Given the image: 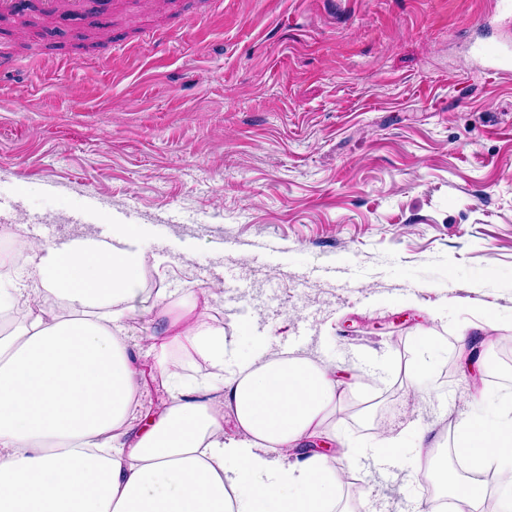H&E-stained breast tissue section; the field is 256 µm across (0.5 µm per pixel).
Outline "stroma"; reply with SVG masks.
Listing matches in <instances>:
<instances>
[{
    "instance_id": "35a3bbf8",
    "label": "stroma",
    "mask_w": 512,
    "mask_h": 512,
    "mask_svg": "<svg viewBox=\"0 0 512 512\" xmlns=\"http://www.w3.org/2000/svg\"><path fill=\"white\" fill-rule=\"evenodd\" d=\"M0 19L28 60L0 76V227L52 243L140 225L146 346L161 305L216 289L234 359L283 344L334 366L328 422L358 448L418 428L452 448L493 415V365L512 336V74L475 64L511 43L491 0H177L145 18ZM484 14L485 27H469ZM430 370L410 381L417 337ZM487 364L468 367L461 336ZM480 389L484 398L469 394ZM342 512H410L426 497L410 461L333 465Z\"/></svg>"
}]
</instances>
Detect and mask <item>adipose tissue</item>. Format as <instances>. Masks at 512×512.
<instances>
[{
    "instance_id": "1",
    "label": "adipose tissue",
    "mask_w": 512,
    "mask_h": 512,
    "mask_svg": "<svg viewBox=\"0 0 512 512\" xmlns=\"http://www.w3.org/2000/svg\"><path fill=\"white\" fill-rule=\"evenodd\" d=\"M139 232L39 243L29 281L0 278V512H335L328 456L286 461L335 407L333 371L260 346L223 373L224 329L192 307L162 309L142 370L123 335L141 294ZM176 346L216 374L186 389ZM150 382L171 393L155 414L140 404ZM454 446L470 473L446 474L448 494L484 512L472 474L512 461V397L496 419L462 421Z\"/></svg>"
}]
</instances>
